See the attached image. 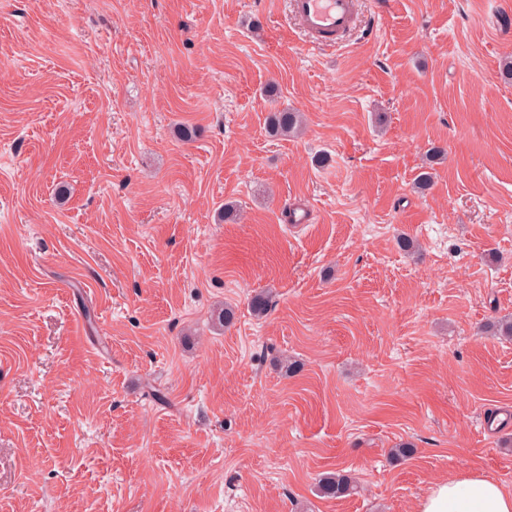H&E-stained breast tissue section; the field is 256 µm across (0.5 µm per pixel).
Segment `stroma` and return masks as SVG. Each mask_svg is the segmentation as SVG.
I'll return each instance as SVG.
<instances>
[{
  "label": "stroma",
  "mask_w": 512,
  "mask_h": 512,
  "mask_svg": "<svg viewBox=\"0 0 512 512\" xmlns=\"http://www.w3.org/2000/svg\"><path fill=\"white\" fill-rule=\"evenodd\" d=\"M511 1L358 0L314 48L289 0H0V512L512 488ZM300 123V114L290 109L271 112L266 121L267 130L276 135H288L296 132ZM355 490L350 477L340 471L330 472L319 479L317 493L324 498H342Z\"/></svg>",
  "instance_id": "35a3bbf8"
}]
</instances>
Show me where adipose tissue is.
Returning <instances> with one entry per match:
<instances>
[{
	"label": "adipose tissue",
	"mask_w": 512,
	"mask_h": 512,
	"mask_svg": "<svg viewBox=\"0 0 512 512\" xmlns=\"http://www.w3.org/2000/svg\"><path fill=\"white\" fill-rule=\"evenodd\" d=\"M417 512H512V489L469 472L432 484Z\"/></svg>",
	"instance_id": "obj_1"
}]
</instances>
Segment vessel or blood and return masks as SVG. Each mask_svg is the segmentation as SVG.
I'll use <instances>...</instances> for the list:
<instances>
[{
  "label": "vessel or blood",
  "mask_w": 512,
  "mask_h": 512,
  "mask_svg": "<svg viewBox=\"0 0 512 512\" xmlns=\"http://www.w3.org/2000/svg\"><path fill=\"white\" fill-rule=\"evenodd\" d=\"M290 7L311 45L317 47L341 40L357 14V0H290Z\"/></svg>",
  "instance_id": "obj_1"
}]
</instances>
